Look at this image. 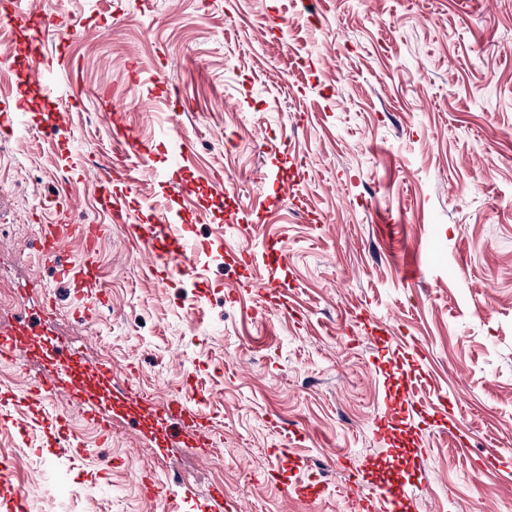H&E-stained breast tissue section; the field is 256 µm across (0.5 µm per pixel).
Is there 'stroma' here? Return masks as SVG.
<instances>
[{
  "label": "stroma",
  "mask_w": 512,
  "mask_h": 512,
  "mask_svg": "<svg viewBox=\"0 0 512 512\" xmlns=\"http://www.w3.org/2000/svg\"><path fill=\"white\" fill-rule=\"evenodd\" d=\"M47 10L56 25L27 52L11 18ZM8 13L0 281L17 302L0 308V334L21 332L31 353L0 356V381L25 392L57 336L87 390L105 365L149 399L112 409L105 440L86 403L48 402L83 456L49 446L24 412L0 420L26 512H209L219 487L242 512H352V471L366 493L404 479L414 512H512V0H14ZM67 28L77 39L64 44ZM37 61L50 91L24 84ZM56 110L68 134L42 125ZM179 138L192 147L178 163ZM114 164L132 185L96 180ZM62 189L76 220L103 230L110 302L89 318L38 263ZM116 194L131 223L196 245L168 287L112 223ZM267 240L285 261L269 263ZM248 247L257 259L239 264ZM272 277L287 311L255 289ZM188 385L212 424L206 460L181 421L159 420ZM399 392L422 411L396 413L379 438ZM492 452L502 466L478 474ZM373 458L383 473L369 475ZM159 462L145 497L139 479ZM311 476L326 483L317 500L286 498L284 483Z\"/></svg>",
  "instance_id": "stroma-1"
}]
</instances>
